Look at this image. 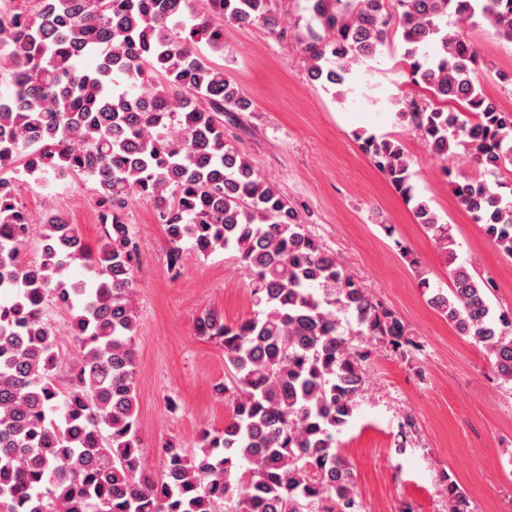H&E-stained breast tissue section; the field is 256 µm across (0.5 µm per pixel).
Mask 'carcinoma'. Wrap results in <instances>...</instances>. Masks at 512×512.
Returning a JSON list of instances; mask_svg holds the SVG:
<instances>
[{
  "label": "carcinoma",
  "instance_id": "cac0c4a2",
  "mask_svg": "<svg viewBox=\"0 0 512 512\" xmlns=\"http://www.w3.org/2000/svg\"><path fill=\"white\" fill-rule=\"evenodd\" d=\"M270 0H36L0 19L11 90L0 95V512H359L356 475L336 441L367 382L362 336L403 354L414 345L401 317L376 300L322 248L280 192L224 142V108H248L224 69V23L269 20ZM403 59L441 106L398 112L439 156L469 146L480 177L454 182L458 203L512 257V113L484 92L477 54L448 17L479 13L512 42V0H394ZM384 0H324L311 10L333 36L309 44L310 74L344 94L353 66L389 37ZM96 60L94 67L84 59ZM121 75L140 93L119 88ZM363 150L406 201L417 223L455 262L449 225L415 199L401 145L368 137ZM24 171L95 183L103 242L92 249L75 225L49 213L35 225L18 201ZM154 204L177 260L189 241L205 257L230 250L252 280L260 310L235 325L208 311L197 334L224 348L235 394L224 428L199 452L162 444L165 467L145 468L138 435L132 295L140 244L128 222L134 199ZM37 235L38 254L20 247ZM80 261L92 281L68 282ZM420 287L457 332L494 357L512 382V314L496 312L491 285L466 266L448 291ZM69 314L77 355L62 361L46 319ZM63 369L61 390L55 373ZM448 512H474L448 483Z\"/></svg>",
  "mask_w": 512,
  "mask_h": 512
}]
</instances>
